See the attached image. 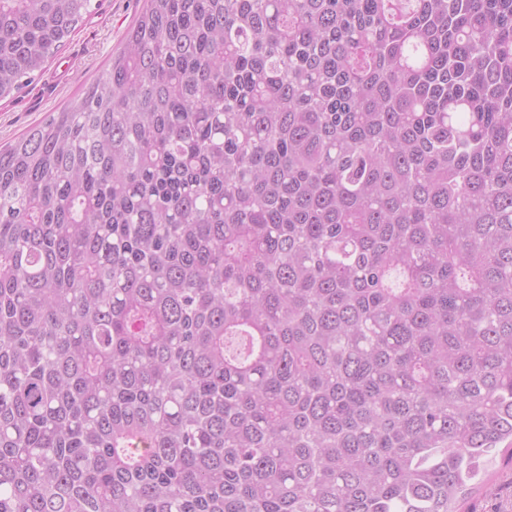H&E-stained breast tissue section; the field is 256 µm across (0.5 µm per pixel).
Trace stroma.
<instances>
[{
  "instance_id": "obj_1",
  "label": "stroma",
  "mask_w": 512,
  "mask_h": 512,
  "mask_svg": "<svg viewBox=\"0 0 512 512\" xmlns=\"http://www.w3.org/2000/svg\"><path fill=\"white\" fill-rule=\"evenodd\" d=\"M101 6L69 38L61 55L14 98L0 101V145L13 142L77 95L119 48L144 0H100ZM493 475L469 500L468 512H512V463L496 458Z\"/></svg>"
}]
</instances>
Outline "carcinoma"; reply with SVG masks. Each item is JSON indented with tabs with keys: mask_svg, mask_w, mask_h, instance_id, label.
<instances>
[{
	"mask_svg": "<svg viewBox=\"0 0 512 512\" xmlns=\"http://www.w3.org/2000/svg\"><path fill=\"white\" fill-rule=\"evenodd\" d=\"M96 8L0 0V100ZM498 447L512 0H145L0 147V512H462Z\"/></svg>",
	"mask_w": 512,
	"mask_h": 512,
	"instance_id": "cac0c4a2",
	"label": "carcinoma"
}]
</instances>
